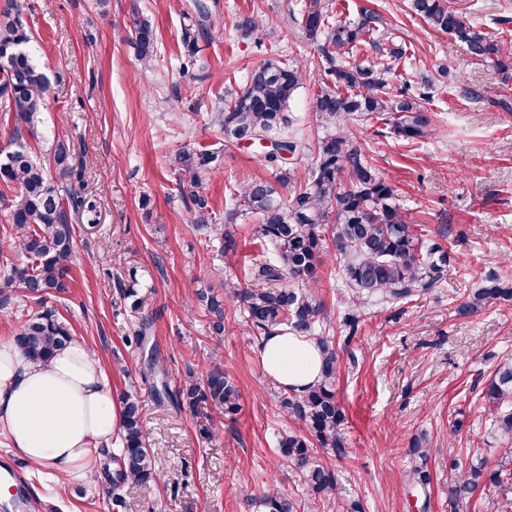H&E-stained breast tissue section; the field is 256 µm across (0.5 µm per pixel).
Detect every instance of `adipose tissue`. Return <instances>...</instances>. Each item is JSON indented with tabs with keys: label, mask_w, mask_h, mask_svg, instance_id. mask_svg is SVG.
<instances>
[{
	"label": "adipose tissue",
	"mask_w": 512,
	"mask_h": 512,
	"mask_svg": "<svg viewBox=\"0 0 512 512\" xmlns=\"http://www.w3.org/2000/svg\"><path fill=\"white\" fill-rule=\"evenodd\" d=\"M265 377L300 393L320 375L314 340L288 332L263 337ZM121 410L92 348L74 341L45 362L15 341L0 342V431L12 453L62 484L98 481L102 449L114 447Z\"/></svg>",
	"instance_id": "ef3b65f1"
}]
</instances>
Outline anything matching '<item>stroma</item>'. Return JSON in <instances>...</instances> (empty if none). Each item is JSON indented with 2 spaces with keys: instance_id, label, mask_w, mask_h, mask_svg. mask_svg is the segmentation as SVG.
Listing matches in <instances>:
<instances>
[{
  "instance_id": "stroma-1",
  "label": "stroma",
  "mask_w": 512,
  "mask_h": 512,
  "mask_svg": "<svg viewBox=\"0 0 512 512\" xmlns=\"http://www.w3.org/2000/svg\"><path fill=\"white\" fill-rule=\"evenodd\" d=\"M34 38L35 57L54 92L39 115L36 151L55 182L72 185L82 205L71 277L53 299L77 341L90 343L114 396L134 391L141 423L162 476L158 487H123L124 512H255L249 495L269 485L300 495L292 471L274 466L279 432L295 423L262 389L259 342L248 334L236 301L224 302V331L212 332L195 297V281L216 262L191 222L193 205L179 194L174 156L182 148L223 147V167L207 193L216 215L232 207L235 188L271 172L255 150L225 141L211 114L242 91L249 72L284 56L319 61L280 21L283 0H207L213 39L188 42L176 0H16ZM353 22L382 14L379 38L405 41L418 70L439 78L425 102L435 120L429 138L410 144L375 119L355 122L356 138L381 175L397 186L423 234L448 249L440 288L412 302L372 308L355 336L341 323L352 293L336 265L321 269L318 295L344 365L336 386L352 453L316 459L334 465L342 496L364 512H416L404 475L413 438L426 436L430 506L448 512L459 471L452 459L478 454L497 462L501 435L480 397L498 363L512 360V307L493 306L467 318L456 308L481 277L505 271L512 255V82L472 62L462 44L411 15L406 0H328ZM148 19L157 59L142 64L133 45L134 17ZM253 17L258 30L238 24ZM316 79H307L288 111L306 143L319 133ZM70 144L67 168L54 162L57 140ZM146 332L168 369L169 385L186 370L202 375L221 363L240 392V409L208 414L216 428L202 439L199 419L158 402L156 378L142 374L135 336ZM456 441H449V433ZM34 492L31 512H112L105 481L56 482L48 470L21 467Z\"/></svg>"
}]
</instances>
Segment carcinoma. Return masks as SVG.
<instances>
[{
	"mask_svg": "<svg viewBox=\"0 0 512 512\" xmlns=\"http://www.w3.org/2000/svg\"><path fill=\"white\" fill-rule=\"evenodd\" d=\"M408 8L435 30L461 42L470 59L492 65L501 83L512 80V40L502 37L512 17L494 15L486 27L477 28L450 8L448 0H409ZM193 9L194 32L211 37L208 5L194 0ZM281 12L283 23L297 28L299 40L316 47L321 55L323 74L315 93V111L323 133L308 157L311 182L297 184L291 165L306 145L296 136L288 106L311 74L307 64L295 58L268 61L253 69L245 88L212 117L226 141L243 136L274 139L258 157L272 170L273 180L254 179L238 189L224 223L215 222L206 194L207 181L220 170L223 149H183L174 163L180 194L195 206L192 223L209 243H217V255L224 264L239 259L237 219L255 214L261 220L256 227L260 245L247 265L253 287L242 288L221 271L219 287L207 285L196 292L213 330L224 331L227 295L239 301L244 322L257 337L283 327L313 339L319 348L321 375L304 393L287 392L269 379L262 382L288 418L302 426L280 435L276 466L293 468L305 496L292 497L273 486L252 498L261 512H318V503L336 498L341 487L336 470L314 458L313 443L338 459L350 453L342 433L345 414L336 400L340 357L334 338L323 328L324 305L317 295L322 265L328 259L337 262L343 283L352 291V306L342 318L348 340L366 310L408 303L439 287L448 274L447 249L416 230L396 188L357 145L347 119L354 115L378 119L396 138L416 143L435 131L422 102L432 98L436 80L420 77L422 88L417 94L411 93L409 81L393 93L389 77L406 54L400 44L382 48L375 43L376 56L354 60L382 22L375 11H364L354 23H334L326 0H302L298 6L288 0ZM134 35L138 57L151 63L157 55L152 24L144 18L134 20ZM0 49L13 52L9 72L0 75V106L12 125L9 150L0 152V183L15 189L8 212L11 229L0 239V255L12 250L25 258L22 265L15 264L0 275V299L6 302L11 292L21 289L41 307L22 323L16 341L30 356L47 361L73 340L55 309L46 308L48 299L67 288L75 236L73 194L68 186L54 184L50 170L34 156L32 144L42 138L37 114L51 93V83L34 61L31 36L17 8L0 12ZM283 188L290 192L286 202L281 199ZM331 235L335 237L332 247L328 246ZM501 304L512 305V280L487 275L464 296L457 314L466 318ZM155 393L194 416L209 406L227 413L239 409L238 387L219 363L201 378L187 371L174 390L163 379ZM481 397L495 412L497 431L509 442L494 470L487 471L478 458L461 469L448 493L450 512L467 508L483 480L504 503L512 504V362L496 368ZM122 404L118 454L123 466L112 484V507L117 509L124 505L119 493L123 486L151 488L161 481L141 425L139 400L127 392ZM410 452L417 463L406 472L405 480L424 491L431 480L427 438L414 439Z\"/></svg>",
	"mask_w": 512,
	"mask_h": 512,
	"instance_id": "1",
	"label": "carcinoma"
}]
</instances>
